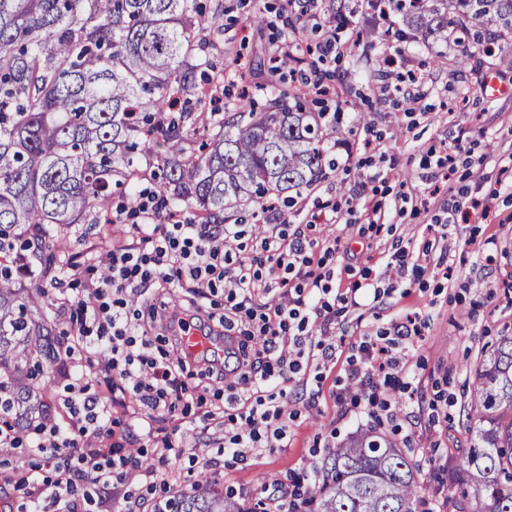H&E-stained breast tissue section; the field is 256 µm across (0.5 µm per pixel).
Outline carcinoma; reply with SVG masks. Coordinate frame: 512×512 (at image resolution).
<instances>
[{
	"mask_svg": "<svg viewBox=\"0 0 512 512\" xmlns=\"http://www.w3.org/2000/svg\"><path fill=\"white\" fill-rule=\"evenodd\" d=\"M408 27L448 42V13L481 46L492 22L512 31V0H376ZM200 0H0V417L18 429L47 404L32 401L61 361L56 326L34 316L57 282L68 227L106 224L114 194L133 197L148 175L166 207L202 224L269 198L293 204L335 166L323 113L294 93L260 111L238 102L205 113L208 32ZM210 139L208 151L197 140ZM39 284L23 288L21 275ZM469 448L448 472L465 485L448 512H512V334L477 370L467 403ZM421 466L371 433L328 449L309 485L314 512H426ZM206 474L158 512H252Z\"/></svg>",
	"mask_w": 512,
	"mask_h": 512,
	"instance_id": "obj_1",
	"label": "carcinoma"
}]
</instances>
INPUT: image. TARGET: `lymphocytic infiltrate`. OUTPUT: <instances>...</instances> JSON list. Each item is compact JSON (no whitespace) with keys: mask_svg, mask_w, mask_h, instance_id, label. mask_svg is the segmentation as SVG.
<instances>
[{"mask_svg":"<svg viewBox=\"0 0 512 512\" xmlns=\"http://www.w3.org/2000/svg\"><path fill=\"white\" fill-rule=\"evenodd\" d=\"M137 200L141 221L131 230L151 243V251H109V276L87 281L70 306L81 340L94 348L111 373L113 389L129 397L140 412L138 428L127 433V443L151 435L153 421L174 412L191 395L185 382L192 373L190 357L179 351L160 356L151 351L152 325L144 321L141 309L153 304V284L184 283L180 310L160 314L175 336L191 328L214 335L238 324L245 336L237 347L225 350L224 365L208 364L201 373L207 387L225 384L232 391L225 400L223 438H209L206 416L185 421L179 436L163 440L164 451L155 463L135 466L143 487L156 488L170 458L202 446L235 460L287 447L290 426L300 412L289 408L283 384L310 359L320 380L336 358H343L336 396L358 409L373 429H409L410 414L394 394L411 388L406 361L423 339L424 319L406 317L364 334L345 350L335 337L309 332L310 325L328 319L336 305L375 309L386 294L369 278L339 292L333 286L334 269L314 271L316 252L335 255L338 239L317 241L310 224H274L268 234L254 238L251 257L236 261L230 249L246 234L241 225L166 224L151 195L138 193ZM219 289L225 296L223 316L203 317L204 300ZM258 294L266 302L256 310L251 303ZM84 378V372H67L64 405L74 420L72 427L46 423L25 439L27 447L54 460L60 472L56 479L35 468L27 473L33 512H79L78 490L84 483L109 491L132 464V453L98 447L100 433L112 425L114 409L107 398L90 392Z\"/></svg>","mask_w":512,"mask_h":512,"instance_id":"f902f5d3","label":"lymphocytic infiltrate"}]
</instances>
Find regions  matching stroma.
Segmentation results:
<instances>
[{
    "label": "stroma",
    "instance_id": "35a3bbf8",
    "mask_svg": "<svg viewBox=\"0 0 512 512\" xmlns=\"http://www.w3.org/2000/svg\"><path fill=\"white\" fill-rule=\"evenodd\" d=\"M223 2L208 55L215 68L232 77L222 87L227 98L245 89L262 105L281 91L317 80L322 92L307 97V111L336 117L328 140L336 168L304 190L294 208L282 209V217L305 224L331 214L336 203L371 195L392 206L387 226L380 229L344 211L337 223L317 225L316 237L336 236L351 247L350 254L335 257L350 267L337 288L353 287L362 270L379 271L397 240L410 238L417 247H432L429 255L419 257L421 278L408 294L384 297L374 312L336 316L328 330L352 342L392 320L414 314L428 318L424 339L407 364L418 383L409 402L412 428L420 437L415 453L432 501L460 494V487L448 485V462L469 445L463 425L469 387L498 336L512 333V32L487 24L489 49L475 52L458 42L456 32H449L447 42H434L406 29L399 15L381 19L370 0H319L315 23L302 15L299 0ZM254 14L264 15L266 24L250 23ZM341 17L346 23L338 43L315 62L309 46L321 42L329 22ZM290 40L300 43V50L286 67L272 71ZM398 51L408 59V68H386L384 58ZM461 55L466 63L450 67V60ZM409 68L420 77V100L415 114L407 117L403 93ZM489 78L502 86V93L483 92ZM368 138L376 150L367 165L363 142ZM454 140L460 143L454 174L447 181L433 177L425 158ZM378 169L388 170L389 176L374 186L367 177ZM473 198L487 201L488 212L477 210L467 220L448 224L449 203ZM443 233L448 236L444 242L439 239ZM490 237L495 246L475 252L474 243ZM71 240L73 262L59 275L67 284L99 277L98 268L85 265L86 252L100 256L115 246L140 245L116 224L77 225ZM341 373V364H332L326 380L318 382L312 367H305V386L291 390L288 399L311 408L294 422L288 446L220 469L221 487L247 506L264 499L265 489L290 474L315 480L314 468L327 447L357 431L354 412L344 411L332 394ZM28 464L21 448L0 463V501H8L6 512H25L22 476ZM82 507L84 512H155V500L131 477L119 495Z\"/></svg>",
    "mask_w": 512,
    "mask_h": 512
}]
</instances>
